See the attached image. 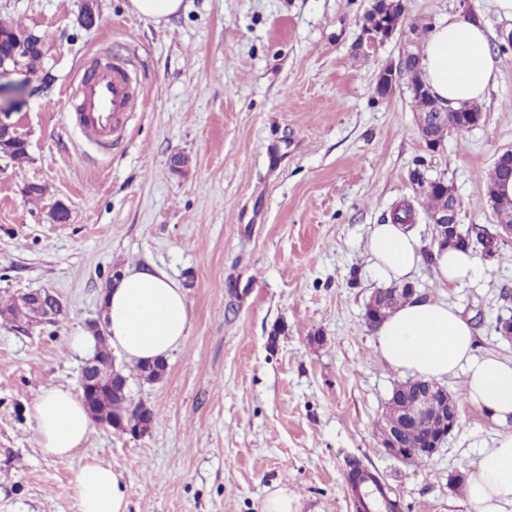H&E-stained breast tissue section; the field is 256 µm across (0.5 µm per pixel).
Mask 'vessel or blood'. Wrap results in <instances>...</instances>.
<instances>
[{
    "instance_id": "obj_1",
    "label": "vessel or blood",
    "mask_w": 512,
    "mask_h": 512,
    "mask_svg": "<svg viewBox=\"0 0 512 512\" xmlns=\"http://www.w3.org/2000/svg\"><path fill=\"white\" fill-rule=\"evenodd\" d=\"M140 95L127 63L116 58L69 89L67 111L87 142L108 145L121 133V115L136 108Z\"/></svg>"
}]
</instances>
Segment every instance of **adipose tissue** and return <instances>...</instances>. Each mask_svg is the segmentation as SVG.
<instances>
[{"label": "adipose tissue", "instance_id": "adipose-tissue-1", "mask_svg": "<svg viewBox=\"0 0 512 512\" xmlns=\"http://www.w3.org/2000/svg\"><path fill=\"white\" fill-rule=\"evenodd\" d=\"M423 78L443 106L477 103L496 78V67L481 22L459 16L438 21L421 46ZM423 247L406 226L373 225L367 240L369 260L388 282L413 277L423 262ZM432 270L440 285L452 286L481 275L468 251L433 247ZM106 335L128 359L151 362L183 345L191 315L185 294L166 270L128 267L124 277L102 295ZM377 346L393 368L428 380L464 372L465 397L506 428L494 448L482 453L467 480L474 512H512V362L475 354L469 320L442 300L415 297L394 310L378 327ZM42 451L65 461L90 437L94 423L84 403L66 387L43 391L32 406ZM73 492L80 512H127L120 473L98 461L77 471Z\"/></svg>", "mask_w": 512, "mask_h": 512}]
</instances>
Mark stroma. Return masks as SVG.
I'll return each instance as SVG.
<instances>
[{"label":"stroma","mask_w":512,"mask_h":512,"mask_svg":"<svg viewBox=\"0 0 512 512\" xmlns=\"http://www.w3.org/2000/svg\"><path fill=\"white\" fill-rule=\"evenodd\" d=\"M371 0H184L162 22L130 0H0V21L47 36L43 66L19 73L10 120L27 140L22 162L0 158V308L47 290L62 304L51 322L0 317V512H79L78 468L94 458L119 472L128 512H261L285 488L295 512H356L353 465L375 474L401 512H473L449 476L470 474L502 427L465 401V376L442 379L459 419L432 460L409 466L386 454L377 422L409 372L389 366L364 320L383 288L370 268L372 225L411 202L414 232L433 226L414 172L451 186L461 224L494 225L484 176L512 149V20L491 0H407L406 19L368 46ZM473 11L498 68L482 123L429 150L399 77L386 99L378 74L421 42L439 19ZM135 71L143 103L112 147L83 140L62 108L95 58ZM44 186L40 199L24 192ZM70 211L56 223V204ZM163 267L185 291L192 324L155 383L114 354L131 396L159 421L135 437L96 425L61 461L42 452L31 416L42 390L77 387L83 356L69 336L104 319L113 269ZM490 278L440 287L428 265L418 297L458 307L477 356L512 361L495 331L512 315V239Z\"/></svg>","instance_id":"35a3bbf8"}]
</instances>
